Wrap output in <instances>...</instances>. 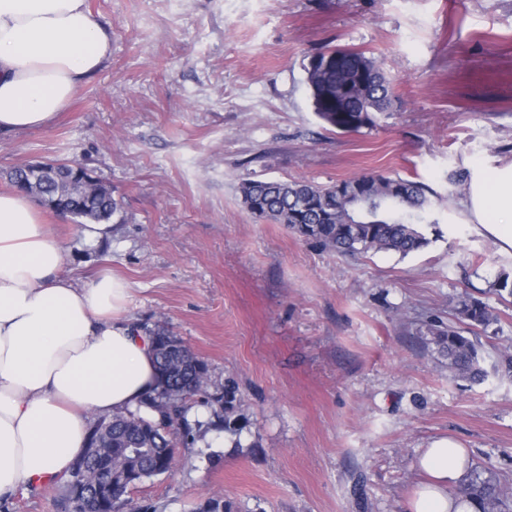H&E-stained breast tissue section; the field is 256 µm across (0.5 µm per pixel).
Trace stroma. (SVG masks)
<instances>
[{"label": "stroma", "mask_w": 512, "mask_h": 512, "mask_svg": "<svg viewBox=\"0 0 512 512\" xmlns=\"http://www.w3.org/2000/svg\"><path fill=\"white\" fill-rule=\"evenodd\" d=\"M112 49L44 129L0 134L5 171L79 162L126 215L88 251L48 214L64 273L109 269L131 288L126 317L163 327L237 387L239 429L188 412L174 467L131 492L152 512H409L434 439L512 487V297L490 288L512 255L441 211L422 251L342 256L242 204L244 180L331 184L390 172L454 204L458 171L512 159V0H87ZM373 54L393 88L377 125L346 132L314 112L304 68L318 52ZM482 300L484 329L460 325ZM477 338L487 379L448 374L427 324ZM66 482L20 487L0 512H68ZM458 315L460 321H468L471 326L487 327L494 315L483 302L475 299H464L459 302Z\"/></svg>", "instance_id": "1"}]
</instances>
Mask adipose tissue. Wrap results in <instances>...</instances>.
<instances>
[{
    "mask_svg": "<svg viewBox=\"0 0 512 512\" xmlns=\"http://www.w3.org/2000/svg\"><path fill=\"white\" fill-rule=\"evenodd\" d=\"M111 52L86 0H0V131L50 125ZM460 213L512 255V160L477 166ZM38 207L0 192V498L69 475L89 415L137 409L156 386L151 339L121 319L127 283L104 271L79 284ZM411 512H479L457 493L470 456L434 440Z\"/></svg>",
    "mask_w": 512,
    "mask_h": 512,
    "instance_id": "ef3b65f1",
    "label": "adipose tissue"
}]
</instances>
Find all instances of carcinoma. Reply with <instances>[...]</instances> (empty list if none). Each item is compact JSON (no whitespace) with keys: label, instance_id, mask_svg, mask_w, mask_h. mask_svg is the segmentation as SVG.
Listing matches in <instances>:
<instances>
[{"label":"carcinoma","instance_id":"carcinoma-1","mask_svg":"<svg viewBox=\"0 0 512 512\" xmlns=\"http://www.w3.org/2000/svg\"><path fill=\"white\" fill-rule=\"evenodd\" d=\"M305 82L316 115L343 130L373 127L376 118L391 109L392 88L381 63L362 51L333 48L311 58L305 67ZM74 165L60 164L35 172L15 167L8 174L16 190L42 206L56 203L72 214L75 224H123L122 202L102 180L82 182L71 177ZM247 210L259 219L283 224L299 236L313 240L340 255L374 252L401 255L426 248L427 229L440 224L442 198L426 184L397 174L372 172L322 186L308 181L251 179L241 183ZM460 321L488 326L494 315L483 302H459ZM430 342L448 359V370L473 383H481L487 372L481 366L480 344L450 325L426 328ZM157 385L143 402L145 410L121 411L99 418L89 429L87 447H99L90 457L78 455L66 485L70 512H85L73 498L72 484L95 488V476L112 474L120 489H100L93 512H140L122 492L173 466L177 439L191 428L186 413L191 402L201 399L214 406L224 429L235 430L236 391L208 390L207 364L163 329L152 332ZM458 491L474 499L481 512H512V493L493 477L471 473ZM201 512H238L230 500L209 499Z\"/></svg>","mask_w":512,"mask_h":512}]
</instances>
